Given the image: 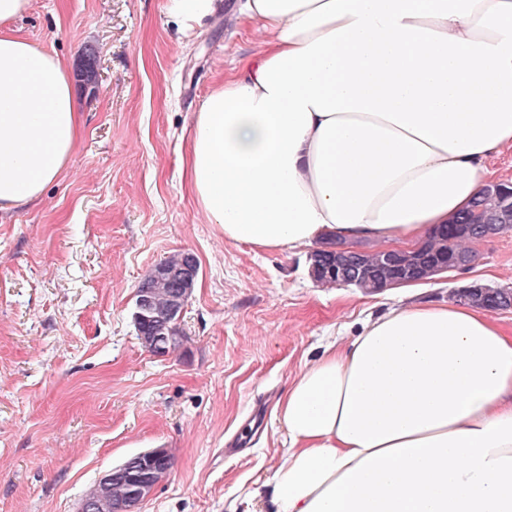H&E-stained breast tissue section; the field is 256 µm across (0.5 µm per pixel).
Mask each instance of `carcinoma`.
Segmentation results:
<instances>
[{"label": "carcinoma", "instance_id": "cac0c4a2", "mask_svg": "<svg viewBox=\"0 0 512 512\" xmlns=\"http://www.w3.org/2000/svg\"><path fill=\"white\" fill-rule=\"evenodd\" d=\"M506 224L512 229V186L503 183L484 189L473 202L472 208L448 223V234L432 232L419 248L418 257L423 267L422 276L433 278L430 270L436 259L464 258L473 263L476 253L469 249L468 243L482 237L480 225ZM323 270L317 274L316 282L326 287L354 285L367 293L379 292L393 279L395 269L381 261L380 250L364 251L356 255V260L336 254L334 251H320ZM184 252L170 254L160 264L152 267L141 281L138 291L150 298L149 310L143 315H133L138 338L151 353H157L153 347L157 333L165 331L168 336L178 337L170 352L180 348L185 340L180 325L169 320V310L173 302L189 295L194 283L170 278L162 269L180 271L186 266ZM453 299L462 304L487 310H505L512 307V295L504 296L499 290L481 288H462L453 294Z\"/></svg>", "mask_w": 512, "mask_h": 512}]
</instances>
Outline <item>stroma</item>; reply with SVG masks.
I'll return each instance as SVG.
<instances>
[{"mask_svg":"<svg viewBox=\"0 0 512 512\" xmlns=\"http://www.w3.org/2000/svg\"><path fill=\"white\" fill-rule=\"evenodd\" d=\"M243 0L185 28L171 0H31L16 28L73 75L83 130L61 177L0 214V512H78L106 471L151 448L172 467L139 512H274L288 438L275 405L325 343L399 303L478 280L512 288V230L474 266L416 289L325 288L307 249L225 241L182 176L189 117L261 49ZM93 58L96 83L77 75ZM176 251L199 274L174 353L133 323L144 273Z\"/></svg>","mask_w":512,"mask_h":512,"instance_id":"1","label":"stroma"}]
</instances>
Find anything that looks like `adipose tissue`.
Instances as JSON below:
<instances>
[{
  "label": "adipose tissue",
  "mask_w": 512,
  "mask_h": 512,
  "mask_svg": "<svg viewBox=\"0 0 512 512\" xmlns=\"http://www.w3.org/2000/svg\"><path fill=\"white\" fill-rule=\"evenodd\" d=\"M0 0V212L37 203L82 126L61 61ZM262 37L190 114L188 188L225 240L411 246L512 149V0H245ZM276 512H512V335L452 300L328 343L277 404Z\"/></svg>",
  "instance_id": "adipose-tissue-1"
}]
</instances>
